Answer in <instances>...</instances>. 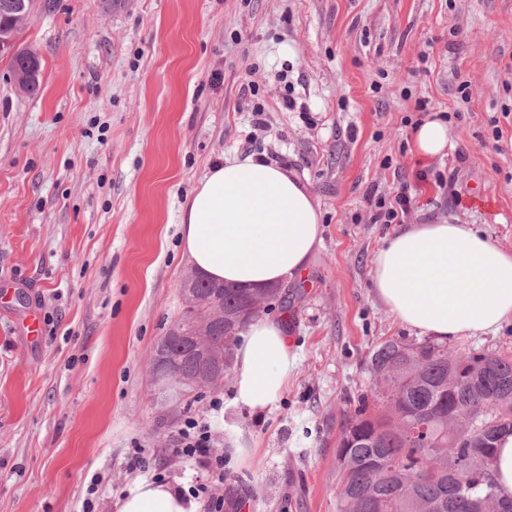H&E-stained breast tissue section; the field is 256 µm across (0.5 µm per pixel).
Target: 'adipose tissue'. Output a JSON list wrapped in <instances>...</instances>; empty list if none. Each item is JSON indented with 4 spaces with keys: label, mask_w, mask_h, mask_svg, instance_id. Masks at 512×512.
<instances>
[{
    "label": "adipose tissue",
    "mask_w": 512,
    "mask_h": 512,
    "mask_svg": "<svg viewBox=\"0 0 512 512\" xmlns=\"http://www.w3.org/2000/svg\"><path fill=\"white\" fill-rule=\"evenodd\" d=\"M412 142L423 158L453 147L440 118L418 124ZM179 225L191 268L250 289L297 276L322 243L319 205L307 185L287 167L254 154H233L212 165L182 208ZM370 279L376 299L398 322L442 341L493 334L512 323V251L475 224L399 225L376 249ZM294 363L284 323L253 318L236 352L238 401L266 409ZM114 507L199 512L200 504L175 484L145 480Z\"/></svg>",
    "instance_id": "1"
}]
</instances>
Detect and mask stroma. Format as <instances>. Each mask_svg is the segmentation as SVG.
<instances>
[{
  "mask_svg": "<svg viewBox=\"0 0 512 512\" xmlns=\"http://www.w3.org/2000/svg\"><path fill=\"white\" fill-rule=\"evenodd\" d=\"M49 2L20 35L38 94L0 60V512H113L147 478L209 482L203 512H336L371 349L425 339L372 293L393 230L375 200L408 184L406 223L479 224L512 250V0ZM440 115L454 149L416 157L413 128ZM235 152L296 171L320 205L322 245L270 311L296 365L264 411L229 381L164 411L151 362L183 308L180 211ZM190 415L223 481L173 454Z\"/></svg>",
  "mask_w": 512,
  "mask_h": 512,
  "instance_id": "35a3bbf8",
  "label": "stroma"
}]
</instances>
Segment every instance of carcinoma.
I'll list each match as a JSON object with an SVG mask.
<instances>
[{
	"mask_svg": "<svg viewBox=\"0 0 512 512\" xmlns=\"http://www.w3.org/2000/svg\"><path fill=\"white\" fill-rule=\"evenodd\" d=\"M11 72L41 68L29 51L9 58ZM205 277L183 289L191 317L197 300L211 295ZM244 289L223 286L228 321L214 327L210 353L224 355L226 378L246 321L237 319ZM384 341L370 351L369 369L383 400L379 415L361 399L355 416L342 426L336 443L337 512H480L485 499L512 512L493 478L496 444L512 432V358L473 348L450 350L433 341ZM161 375L178 403L191 392L186 381L203 375L209 362L188 339L161 344Z\"/></svg>",
	"mask_w": 512,
	"mask_h": 512,
	"instance_id": "cac0c4a2",
	"label": "carcinoma"
}]
</instances>
